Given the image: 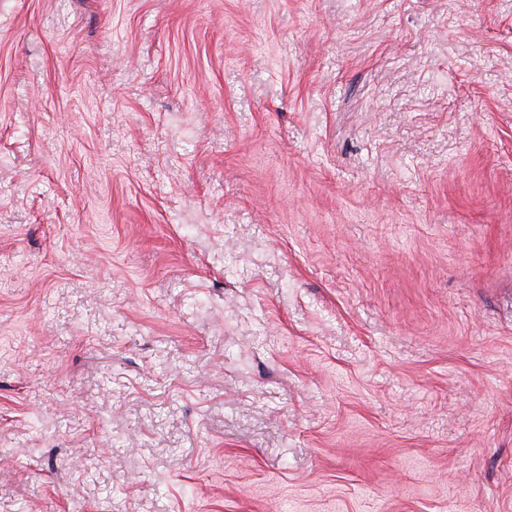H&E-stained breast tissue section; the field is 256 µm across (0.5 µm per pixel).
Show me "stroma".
Wrapping results in <instances>:
<instances>
[{
    "label": "stroma",
    "mask_w": 512,
    "mask_h": 512,
    "mask_svg": "<svg viewBox=\"0 0 512 512\" xmlns=\"http://www.w3.org/2000/svg\"><path fill=\"white\" fill-rule=\"evenodd\" d=\"M512 512V0H0V512Z\"/></svg>",
    "instance_id": "obj_1"
}]
</instances>
